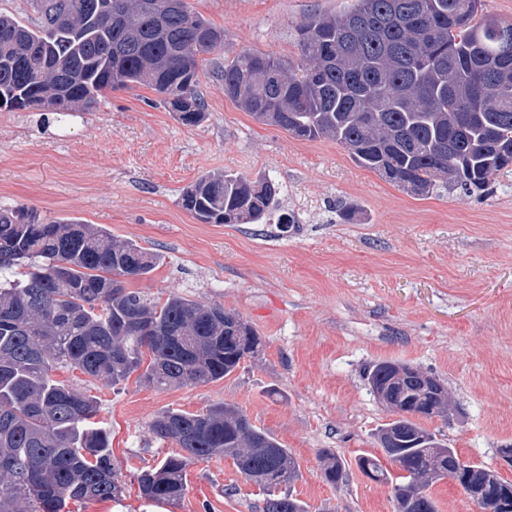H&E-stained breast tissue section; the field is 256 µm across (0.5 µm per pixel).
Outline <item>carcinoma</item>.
I'll use <instances>...</instances> for the list:
<instances>
[{"instance_id": "obj_1", "label": "carcinoma", "mask_w": 512, "mask_h": 512, "mask_svg": "<svg viewBox=\"0 0 512 512\" xmlns=\"http://www.w3.org/2000/svg\"><path fill=\"white\" fill-rule=\"evenodd\" d=\"M484 0H351L336 14L313 13L296 26L298 61L246 49L220 70L224 96L259 123L301 140L330 138L361 167L417 194L442 187L481 195L512 166V22L484 12ZM31 27L0 12V111L36 104L64 120L88 112L104 92L147 86L185 126L207 117L198 90L224 30L188 0H32ZM270 178L204 174L181 203L202 224H295L279 212ZM159 261L78 219H48L0 207V512H68L69 501H112L119 485L109 431L97 401L56 381L78 369L117 385L138 371L158 390L231 375L263 350L259 332L224 328V305L174 294L159 301L116 278L147 277ZM370 387L388 386L398 418L377 442L402 472L395 512H438L431 485L455 449L399 412L409 396L426 418L447 415L413 377L394 380L373 365ZM178 448L137 475L145 500L176 505L187 469L216 455L238 472L268 478L263 512H309L292 493L300 477L290 449L235 406L204 412L167 409L149 426ZM323 479L335 486L345 465L331 450ZM357 465L386 479L376 456Z\"/></svg>"}]
</instances>
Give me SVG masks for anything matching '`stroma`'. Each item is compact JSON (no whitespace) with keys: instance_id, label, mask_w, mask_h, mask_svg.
<instances>
[{"instance_id":"stroma-1","label":"stroma","mask_w":512,"mask_h":512,"mask_svg":"<svg viewBox=\"0 0 512 512\" xmlns=\"http://www.w3.org/2000/svg\"><path fill=\"white\" fill-rule=\"evenodd\" d=\"M224 31L220 56L204 64L201 126L182 125L139 86L106 92L93 111L66 122L38 112H0V205L51 219L96 224L160 255L128 287L166 299L223 304L264 340L260 356L218 382L161 391L130 376L119 385L77 370L56 380L86 390L111 432L119 500L69 503V512H262L265 495L231 460L192 465L175 506L140 498L137 474L171 444L152 419L168 408L196 413L224 402L290 448L301 477L293 493L332 512H394V484L357 467L381 456L375 440L394 415L371 392L380 361L438 377L447 418L423 425L512 482L499 453L512 444V171L488 194L421 196L358 166L335 141H306L257 122L225 97L219 65L241 50L298 59L294 29L312 11L346 0H189ZM270 176L296 225L202 224L180 205L206 173ZM344 461L338 486L322 477L321 452Z\"/></svg>"}]
</instances>
